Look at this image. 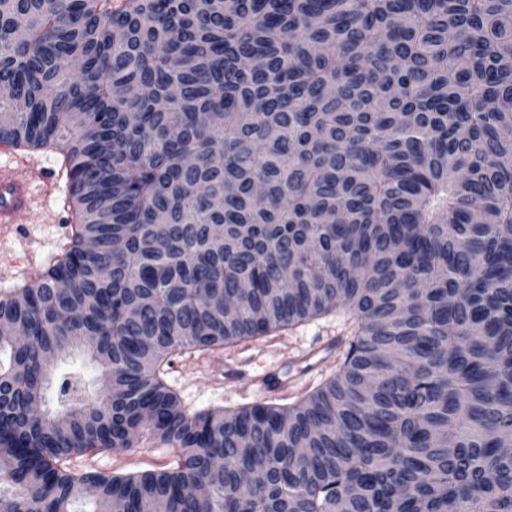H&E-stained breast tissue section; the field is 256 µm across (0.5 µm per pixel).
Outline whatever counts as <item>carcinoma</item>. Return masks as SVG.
<instances>
[{
	"label": "carcinoma",
	"instance_id": "obj_1",
	"mask_svg": "<svg viewBox=\"0 0 512 512\" xmlns=\"http://www.w3.org/2000/svg\"><path fill=\"white\" fill-rule=\"evenodd\" d=\"M2 140L71 220L0 295V512H512V0H0ZM339 311L297 402L162 377ZM75 351L104 394L32 417ZM144 435L174 468L63 466Z\"/></svg>",
	"mask_w": 512,
	"mask_h": 512
}]
</instances>
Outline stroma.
<instances>
[{
    "label": "stroma",
    "mask_w": 512,
    "mask_h": 512,
    "mask_svg": "<svg viewBox=\"0 0 512 512\" xmlns=\"http://www.w3.org/2000/svg\"><path fill=\"white\" fill-rule=\"evenodd\" d=\"M26 159L31 168L52 177L55 185L42 198L36 217L20 225L8 241L0 242V294L30 280L51 264L70 232L68 190L56 158L40 152L27 154ZM336 338L346 346L353 340L351 325L341 313L219 349H183L173 354L165 381L187 413L238 409L262 403L254 377L264 368L277 365L298 381L297 389L288 395L289 401L294 402L333 376L345 358L344 353H337L333 362L308 373L303 362L306 349ZM178 456L176 449L140 438L131 448L88 450L67 458L65 464L74 471L139 473L173 468Z\"/></svg>",
    "instance_id": "1"
}]
</instances>
